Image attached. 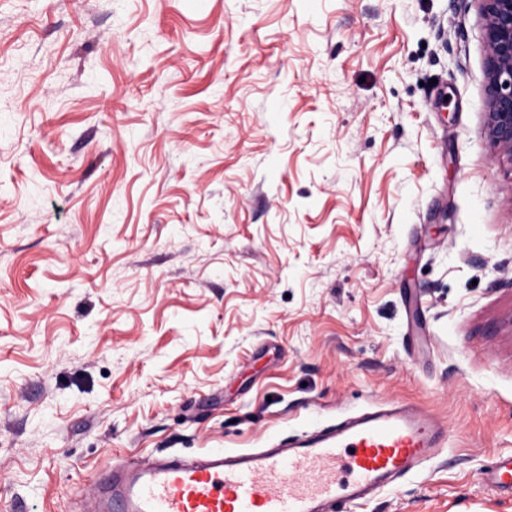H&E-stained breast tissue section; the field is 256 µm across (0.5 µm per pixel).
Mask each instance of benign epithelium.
Wrapping results in <instances>:
<instances>
[{
    "label": "benign epithelium",
    "instance_id": "benign-epithelium-1",
    "mask_svg": "<svg viewBox=\"0 0 512 512\" xmlns=\"http://www.w3.org/2000/svg\"><path fill=\"white\" fill-rule=\"evenodd\" d=\"M485 47V136L497 157L512 160V0H478Z\"/></svg>",
    "mask_w": 512,
    "mask_h": 512
}]
</instances>
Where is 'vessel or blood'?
<instances>
[{"instance_id": "b4317fda", "label": "vessel or blood", "mask_w": 512, "mask_h": 512, "mask_svg": "<svg viewBox=\"0 0 512 512\" xmlns=\"http://www.w3.org/2000/svg\"><path fill=\"white\" fill-rule=\"evenodd\" d=\"M448 422L386 403L253 450L113 466L93 512H355L448 446ZM512 496V454L480 471Z\"/></svg>"}]
</instances>
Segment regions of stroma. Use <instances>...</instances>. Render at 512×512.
<instances>
[{
    "label": "stroma",
    "instance_id": "stroma-1",
    "mask_svg": "<svg viewBox=\"0 0 512 512\" xmlns=\"http://www.w3.org/2000/svg\"><path fill=\"white\" fill-rule=\"evenodd\" d=\"M477 0H0V512L421 405L360 512H512V161ZM479 480L501 494L512 496V454L494 459L480 471Z\"/></svg>",
    "mask_w": 512,
    "mask_h": 512
}]
</instances>
